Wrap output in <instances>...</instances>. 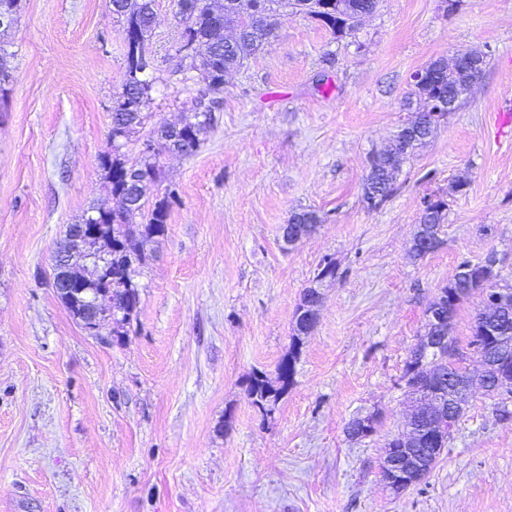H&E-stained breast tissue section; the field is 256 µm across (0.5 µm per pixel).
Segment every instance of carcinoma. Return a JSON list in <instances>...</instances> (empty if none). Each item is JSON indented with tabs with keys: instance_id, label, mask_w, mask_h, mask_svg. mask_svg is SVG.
Here are the masks:
<instances>
[{
	"instance_id": "1",
	"label": "carcinoma",
	"mask_w": 512,
	"mask_h": 512,
	"mask_svg": "<svg viewBox=\"0 0 512 512\" xmlns=\"http://www.w3.org/2000/svg\"><path fill=\"white\" fill-rule=\"evenodd\" d=\"M353 0H204L200 8L189 0H177V15L183 24L177 56L190 61L189 69L196 72L194 99H204L207 108H192L184 113L180 134L179 150L191 155L200 146V133L216 120L215 112L220 110V93L224 84V73L239 66L245 59L256 54L269 43L280 12L299 8L320 20L333 33L354 31L350 12ZM113 12L124 18L128 39L127 70L118 105L112 112V142L128 140L142 125L147 113L144 109L150 103L148 90L152 89L151 54L148 34L154 20V0H112ZM466 76L448 70V64L438 60L426 69L424 78L414 84L412 95L423 103V111L432 112L435 103L456 89ZM166 151L164 144L157 149L144 152L132 163L119 154L101 158L106 171V180L112 195L124 201L133 198L138 204L131 208L126 205L118 210H95L97 224L103 240H112V255L105 262L112 265V278L97 284L103 298H121L120 311L115 316L116 335H123L121 328L130 323L140 298L133 275L136 266L142 264L145 246L165 234L170 199L169 192L162 199L151 204L145 199L146 187L160 177L158 156ZM379 194L381 205L392 195L393 184L377 174L364 179L362 201L371 209L370 192ZM497 274L483 262L461 261L452 280L441 288L448 308V325H453L461 302L479 292L486 297L498 291ZM512 324V313L495 309L482 303L471 328L469 348L475 352L484 367L482 374L468 378L460 368L448 367V359L441 357L437 349H430L423 341L412 348L405 362L403 380L412 395L425 397V391L449 394L458 387L467 388L471 394L497 395L501 400L512 397V332L507 336H492L488 333L495 322ZM295 343L278 367L279 388H274L262 374H256L247 388V395L253 404L262 408L268 402L278 399L290 384L297 359V344L303 332L293 327ZM432 428L410 429L419 435L415 446L404 447L396 436L388 443L398 457L409 459L411 465L422 472L426 479L441 449L447 447L451 435L443 432L440 439H430Z\"/></svg>"
}]
</instances>
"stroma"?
Returning <instances> with one entry per match:
<instances>
[{
	"instance_id": "obj_1",
	"label": "stroma",
	"mask_w": 512,
	"mask_h": 512,
	"mask_svg": "<svg viewBox=\"0 0 512 512\" xmlns=\"http://www.w3.org/2000/svg\"><path fill=\"white\" fill-rule=\"evenodd\" d=\"M148 118L119 150L139 155L190 108L176 71L174 0H155ZM0 512H512V419L472 397L426 478L384 483L405 428L402 379L425 312L462 258L496 255L512 285V146L493 113L512 97V0H378L355 35L292 10L270 42L224 76L217 123L196 154L160 157L149 199L175 191L145 248L140 303L123 337L90 336L57 298L50 260L67 225L117 208L103 155L126 73L125 23L110 0H18L0 32ZM492 59L467 100L404 163L379 209L361 201L372 153L413 119L412 74L472 50ZM465 192H453L457 180ZM428 198L447 204L443 243L411 246ZM323 215L295 246L298 209ZM332 258L314 329L278 400L294 314ZM375 415L361 441L344 433ZM297 354V343L293 342L288 357L284 358L277 367L278 380L281 383L279 388H273L263 374H255L253 376L247 388V395L252 400L253 404L257 405L259 408H264V405L272 399L274 401L277 400L278 396L288 389V385L294 374Z\"/></svg>"
}]
</instances>
